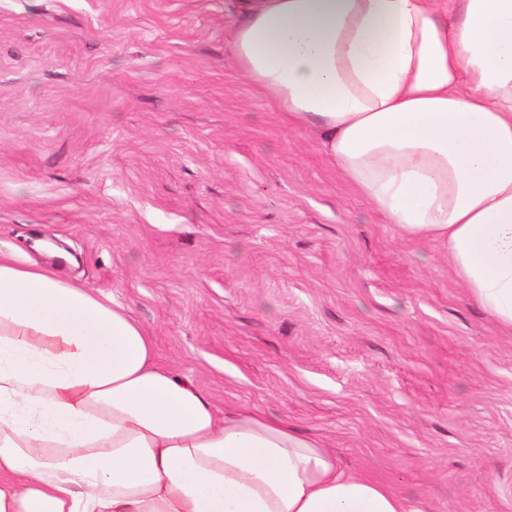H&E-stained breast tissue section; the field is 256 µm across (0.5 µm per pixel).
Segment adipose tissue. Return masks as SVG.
Here are the masks:
<instances>
[{"label": "adipose tissue", "instance_id": "adipose-tissue-1", "mask_svg": "<svg viewBox=\"0 0 512 512\" xmlns=\"http://www.w3.org/2000/svg\"><path fill=\"white\" fill-rule=\"evenodd\" d=\"M238 70L512 333V0H238ZM0 512H422L219 412L123 307L0 241Z\"/></svg>", "mask_w": 512, "mask_h": 512}]
</instances>
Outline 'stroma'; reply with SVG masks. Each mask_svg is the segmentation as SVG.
<instances>
[{
  "label": "stroma",
  "instance_id": "stroma-1",
  "mask_svg": "<svg viewBox=\"0 0 512 512\" xmlns=\"http://www.w3.org/2000/svg\"><path fill=\"white\" fill-rule=\"evenodd\" d=\"M229 0H0V240L219 410L425 512H512V334L235 67Z\"/></svg>",
  "mask_w": 512,
  "mask_h": 512
}]
</instances>
